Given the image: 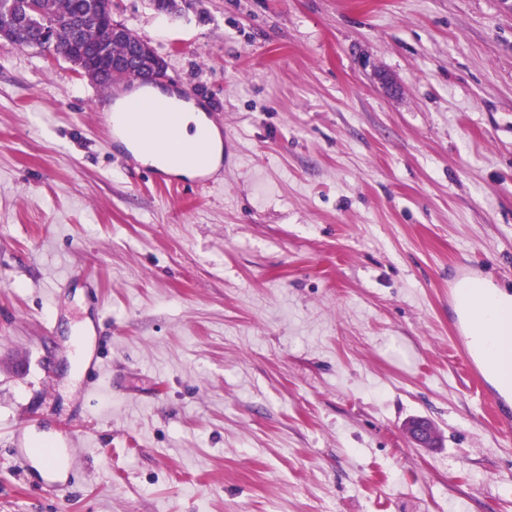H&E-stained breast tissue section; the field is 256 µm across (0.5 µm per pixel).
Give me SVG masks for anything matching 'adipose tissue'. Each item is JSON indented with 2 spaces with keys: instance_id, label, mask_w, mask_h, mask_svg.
Returning <instances> with one entry per match:
<instances>
[{
  "instance_id": "1",
  "label": "adipose tissue",
  "mask_w": 512,
  "mask_h": 512,
  "mask_svg": "<svg viewBox=\"0 0 512 512\" xmlns=\"http://www.w3.org/2000/svg\"><path fill=\"white\" fill-rule=\"evenodd\" d=\"M177 112L179 120L174 123L156 107L136 111L132 127L138 135L140 157L189 178L203 171L213 172L223 151L219 132L191 107H178ZM459 295L473 307V336L486 351L490 365H497L499 346L512 333L504 328L501 318L502 312L512 307V295L492 280L481 278L463 281Z\"/></svg>"
}]
</instances>
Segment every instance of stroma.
<instances>
[{
	"mask_svg": "<svg viewBox=\"0 0 512 512\" xmlns=\"http://www.w3.org/2000/svg\"><path fill=\"white\" fill-rule=\"evenodd\" d=\"M113 18L223 122L224 158L214 186L156 184L98 86L0 45V512H512V437L448 301L512 291V0ZM63 426L65 498L10 456ZM407 431L419 448H434L437 446L438 437L433 424L424 417L412 419L407 424Z\"/></svg>",
	"mask_w": 512,
	"mask_h": 512,
	"instance_id": "stroma-1",
	"label": "stroma"
}]
</instances>
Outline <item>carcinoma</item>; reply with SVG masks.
Wrapping results in <instances>:
<instances>
[{
    "mask_svg": "<svg viewBox=\"0 0 512 512\" xmlns=\"http://www.w3.org/2000/svg\"><path fill=\"white\" fill-rule=\"evenodd\" d=\"M93 0H0V19L26 18L23 34L14 41L22 48H37L52 51L67 61L79 54L97 53L108 57L118 56L123 46L106 43L99 24H87L81 32V39L75 40L72 21L75 17L90 10ZM46 21L55 24V38L47 46L38 43L36 25Z\"/></svg>",
    "mask_w": 512,
    "mask_h": 512,
    "instance_id": "1",
    "label": "carcinoma"
}]
</instances>
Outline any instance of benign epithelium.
<instances>
[{
	"label": "benign epithelium",
	"instance_id": "benign-epithelium-1",
	"mask_svg": "<svg viewBox=\"0 0 512 512\" xmlns=\"http://www.w3.org/2000/svg\"><path fill=\"white\" fill-rule=\"evenodd\" d=\"M115 0H99L98 13L107 32L114 40L127 43L126 54L114 58L104 66L109 75L120 81L159 82L167 71V63L154 48L143 38L133 34L121 23L112 20ZM407 431L420 448H434L438 437L433 424L424 417L412 419L407 424Z\"/></svg>",
	"mask_w": 512,
	"mask_h": 512
}]
</instances>
